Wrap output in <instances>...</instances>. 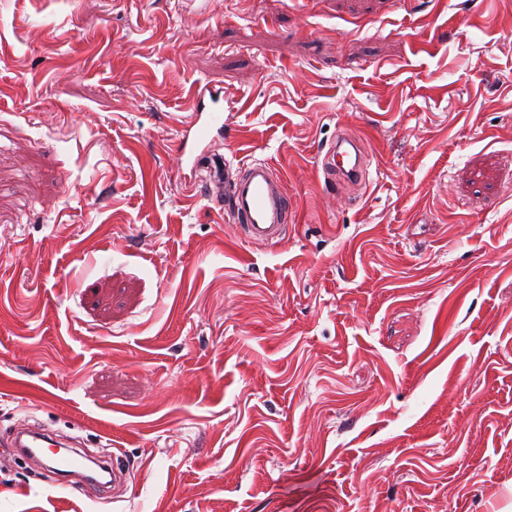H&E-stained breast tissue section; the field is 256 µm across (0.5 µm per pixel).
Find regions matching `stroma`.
I'll list each match as a JSON object with an SVG mask.
<instances>
[{"instance_id":"obj_1","label":"stroma","mask_w":512,"mask_h":512,"mask_svg":"<svg viewBox=\"0 0 512 512\" xmlns=\"http://www.w3.org/2000/svg\"><path fill=\"white\" fill-rule=\"evenodd\" d=\"M205 80L279 245L177 185ZM25 419L126 482L0 464V512H512V0H0V457ZM322 156V157H321ZM321 157V160H320ZM340 157V163L337 158ZM345 159L347 167H345ZM319 164L324 186H336V181H362L365 178L368 155L363 151V143L357 138H341L329 144L324 155H319Z\"/></svg>"}]
</instances>
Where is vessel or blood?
Wrapping results in <instances>:
<instances>
[{"label":"vessel or blood","mask_w":512,"mask_h":512,"mask_svg":"<svg viewBox=\"0 0 512 512\" xmlns=\"http://www.w3.org/2000/svg\"><path fill=\"white\" fill-rule=\"evenodd\" d=\"M223 102L222 85L211 81L194 84L189 111L180 122L174 144L179 159L177 175L188 188L205 185L210 198L223 206L252 242L280 243L293 221L283 179L268 161L252 159L235 164L224 158ZM367 161L361 140L341 138L330 143L320 160L325 185L364 179ZM46 464L66 483L83 469L84 460L75 453L47 458Z\"/></svg>","instance_id":"obj_1"}]
</instances>
